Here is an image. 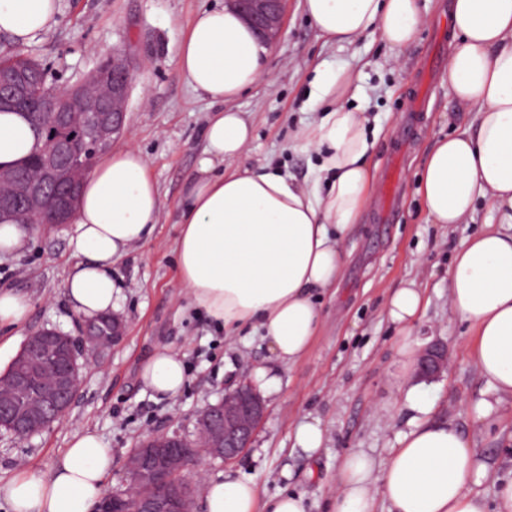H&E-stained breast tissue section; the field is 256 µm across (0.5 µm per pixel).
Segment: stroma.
Listing matches in <instances>:
<instances>
[{
	"label": "stroma",
	"instance_id": "1",
	"mask_svg": "<svg viewBox=\"0 0 512 512\" xmlns=\"http://www.w3.org/2000/svg\"><path fill=\"white\" fill-rule=\"evenodd\" d=\"M224 0H59L56 23L26 54L43 62L59 87L80 82L102 56L121 51L132 66L127 128L112 147L138 148L160 193L155 231L112 266L121 286L117 313L126 323L122 343L82 364L81 386L66 415L39 435L19 439L0 434V479L18 472L47 475L76 432L90 430L112 450L110 490L125 487L123 465L138 440L153 433H192L197 413L218 402L227 387L254 380L257 368L275 369L276 392L265 395L267 416L251 448L231 463L210 461L186 472L200 485L227 475L253 478L260 498L288 490L301 494L308 512H329L336 468L349 453L363 451L384 462L407 431L410 410L402 385L410 367L404 344L448 347V369L420 388L433 402V419L455 423L472 437L488 464L477 490L493 500L499 480L512 477V402L484 425L472 411L485 382L471 362L473 326L448 307V270L462 243L499 215L478 204L473 220L432 224L417 192L418 175L434 141L463 131L474 115L459 105L446 67L432 69V56L447 58L449 0H430L429 21L418 40L395 53L378 34L351 45H328L304 12L303 0H286L282 32L268 74L234 106L253 128L242 164L267 161L285 166L297 181L311 177V153L298 146L307 121L305 104L316 67L343 71L365 99L379 130L369 164L382 173L397 143L398 125L410 117L412 137L399 162L396 210L380 223L377 198H370L343 246L337 288L315 291L321 325L305 355L277 364L257 336L228 333L203 310L191 307L178 286L175 240L179 208L188 180L203 156L206 127L220 104L194 90L174 59L197 13ZM75 224L38 225L21 253L0 257V287L25 296L23 321L0 328V372L8 368L28 336L47 328L76 334L78 316L64 288L75 263L70 240ZM422 288L427 306L404 336L387 306L392 292L408 283ZM179 353L188 384L174 399H159L141 383L140 370L158 349ZM319 423L324 441L307 453L295 439L299 425Z\"/></svg>",
	"mask_w": 512,
	"mask_h": 512
}]
</instances>
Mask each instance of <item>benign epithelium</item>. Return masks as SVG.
I'll return each mask as SVG.
<instances>
[{"mask_svg": "<svg viewBox=\"0 0 512 512\" xmlns=\"http://www.w3.org/2000/svg\"><path fill=\"white\" fill-rule=\"evenodd\" d=\"M228 3L265 40H276L283 26L285 0ZM132 80L128 60L114 51L79 83L51 89L41 98L40 111L52 116L51 123L38 127L42 177L0 168V217L22 216L31 224L70 223L95 156L109 149L125 130ZM27 81L22 73L0 76L1 109L30 111L21 102ZM124 330L116 315L105 335L99 325L87 323L82 328L84 354L101 355L107 345L121 340ZM78 356L75 340L57 330H40L25 341L12 361L9 384L16 395L22 394L42 363L54 364L56 371L39 389L34 414L21 413L5 401L0 403V412L14 419L15 437H32L66 414L81 384ZM446 369L445 345L435 343L420 353L416 378L432 379ZM266 414L261 395L250 384L241 383L197 416L192 437L163 434L141 439L126 463V489L106 492L99 512H193L192 484L184 479V472L204 459H237L250 447Z\"/></svg>", "mask_w": 512, "mask_h": 512, "instance_id": "1", "label": "benign epithelium"}]
</instances>
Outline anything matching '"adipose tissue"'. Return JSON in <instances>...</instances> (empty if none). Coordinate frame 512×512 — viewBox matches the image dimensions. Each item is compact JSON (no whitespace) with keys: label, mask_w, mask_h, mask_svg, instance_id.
Masks as SVG:
<instances>
[{"label":"adipose tissue","mask_w":512,"mask_h":512,"mask_svg":"<svg viewBox=\"0 0 512 512\" xmlns=\"http://www.w3.org/2000/svg\"><path fill=\"white\" fill-rule=\"evenodd\" d=\"M304 11L328 44H352L379 32L392 49L412 45L427 20L422 0H304ZM58 0H0V33L23 46L48 30ZM448 82L457 101L477 115L473 129L437 139L419 176V195L433 224H459L477 202L501 215V226L467 239L448 270V305L476 330L471 358L486 382L475 421L512 400V0H452ZM274 52L230 6L199 12L175 59L194 90L222 103L206 130L198 173L185 188L176 242L179 280L193 304L228 330L261 328L277 362L290 365L308 350L320 325L312 292L337 287L342 245L367 204L374 146L363 105H350L339 71L317 70L308 97L319 118L301 131L317 156L325 187L296 182L274 163L238 164L252 127L231 102L266 74ZM31 123L0 113V167L35 150ZM227 162L221 174L216 163ZM159 192L143 154L125 147L87 176L71 220L76 262L66 281L73 310L85 319L111 314L120 289L113 263L153 234ZM142 384L172 399L186 386L179 354L163 348L140 371ZM406 399L410 429L383 465L357 453L336 471L331 512H512V480L494 504L473 492L487 473L472 440L454 423L430 419L417 386ZM112 470V450L91 431L75 434L47 475L23 473L0 483L10 512H94ZM206 512H307L302 496L262 500L253 479L206 483Z\"/></svg>","instance_id":"1"}]
</instances>
